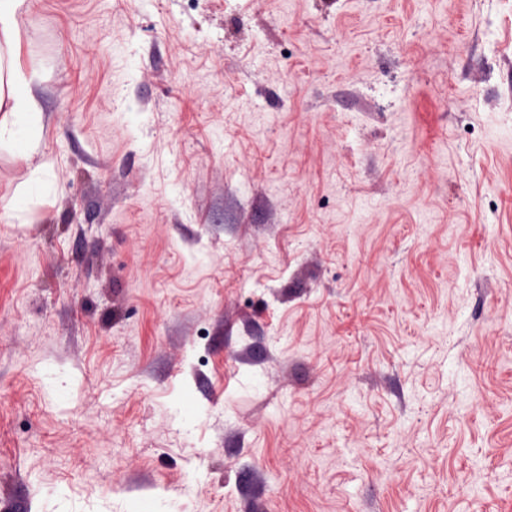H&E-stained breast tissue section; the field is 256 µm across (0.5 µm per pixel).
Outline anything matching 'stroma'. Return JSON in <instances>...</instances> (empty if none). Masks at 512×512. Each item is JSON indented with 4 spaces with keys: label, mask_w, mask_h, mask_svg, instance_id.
Listing matches in <instances>:
<instances>
[{
    "label": "stroma",
    "mask_w": 512,
    "mask_h": 512,
    "mask_svg": "<svg viewBox=\"0 0 512 512\" xmlns=\"http://www.w3.org/2000/svg\"><path fill=\"white\" fill-rule=\"evenodd\" d=\"M16 28L52 189L0 222V512H512V0ZM175 498L156 500L149 503L115 501L112 497L101 498L93 509L67 489H58L50 498L46 512H180Z\"/></svg>",
    "instance_id": "obj_1"
}]
</instances>
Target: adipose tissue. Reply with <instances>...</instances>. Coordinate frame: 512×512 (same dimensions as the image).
<instances>
[{
  "label": "adipose tissue",
  "mask_w": 512,
  "mask_h": 512,
  "mask_svg": "<svg viewBox=\"0 0 512 512\" xmlns=\"http://www.w3.org/2000/svg\"><path fill=\"white\" fill-rule=\"evenodd\" d=\"M36 72L25 71L16 63L0 64V143H6L24 160H34L39 152L37 130L43 109L35 93ZM50 188L47 162H37L30 178L5 207L8 221L30 220ZM46 512H180L174 498L149 503H132L101 498L95 507L73 496L67 489H58L50 498Z\"/></svg>",
  "instance_id": "1"
}]
</instances>
